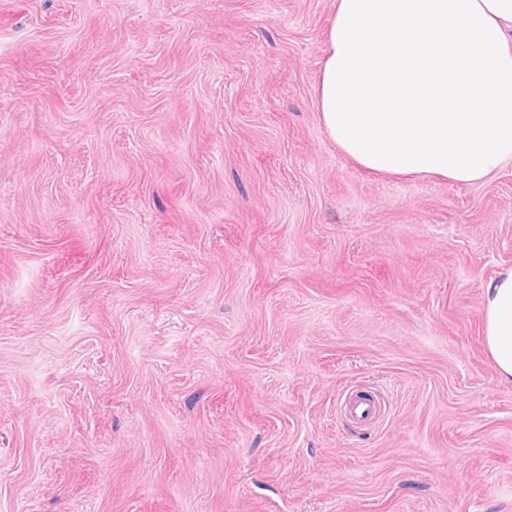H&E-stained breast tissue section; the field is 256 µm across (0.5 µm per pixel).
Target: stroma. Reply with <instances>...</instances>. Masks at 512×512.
Returning a JSON list of instances; mask_svg holds the SVG:
<instances>
[{
    "label": "stroma",
    "mask_w": 512,
    "mask_h": 512,
    "mask_svg": "<svg viewBox=\"0 0 512 512\" xmlns=\"http://www.w3.org/2000/svg\"><path fill=\"white\" fill-rule=\"evenodd\" d=\"M333 11L0 0V512H512V165L347 158ZM482 312L484 345L498 376L512 381V267L487 283Z\"/></svg>",
    "instance_id": "1"
}]
</instances>
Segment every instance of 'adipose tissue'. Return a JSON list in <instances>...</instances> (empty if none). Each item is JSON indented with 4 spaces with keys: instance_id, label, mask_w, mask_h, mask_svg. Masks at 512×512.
Instances as JSON below:
<instances>
[{
    "instance_id": "1",
    "label": "adipose tissue",
    "mask_w": 512,
    "mask_h": 512,
    "mask_svg": "<svg viewBox=\"0 0 512 512\" xmlns=\"http://www.w3.org/2000/svg\"><path fill=\"white\" fill-rule=\"evenodd\" d=\"M315 92L330 139L366 171L482 181L512 165V0H335ZM482 312L512 381V267Z\"/></svg>"
}]
</instances>
